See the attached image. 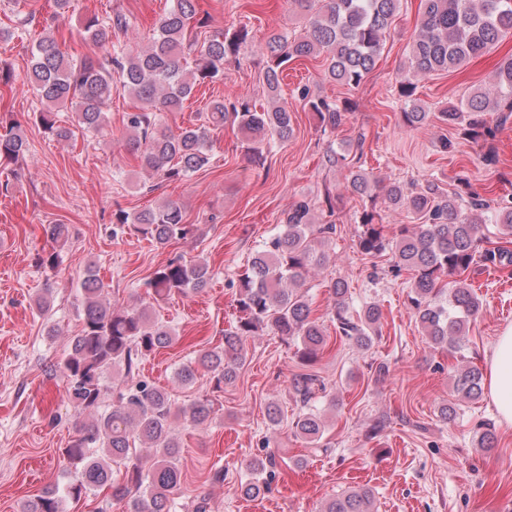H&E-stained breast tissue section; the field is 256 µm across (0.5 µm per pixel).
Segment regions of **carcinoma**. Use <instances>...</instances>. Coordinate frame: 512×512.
Returning a JSON list of instances; mask_svg holds the SVG:
<instances>
[{"mask_svg":"<svg viewBox=\"0 0 512 512\" xmlns=\"http://www.w3.org/2000/svg\"><path fill=\"white\" fill-rule=\"evenodd\" d=\"M289 2L304 16L306 25L300 33L273 32L267 37L259 64L265 107H257L250 98H223L210 103L205 125L176 134L162 123V113L183 110L195 86L224 78V63L241 64V50L249 40V29L242 25L198 41L188 35V22L194 19L204 28L209 15L198 16L196 0H173L172 7L157 20L152 39L135 50L108 48L109 33L95 16L87 19L85 32L99 46L97 52L73 59L61 51L54 38L40 39L27 73L40 100L37 121L60 141L100 129L106 123L117 80L124 91L143 103L127 115L126 126L132 131L130 144L140 166L151 176L177 182L204 168L209 163V124L218 127L230 121L237 125L260 157L271 143H286L294 133L291 111L281 96L288 64L323 55L330 79L349 89L360 88L375 68L401 0ZM507 34L512 35V0H420L418 25L398 90L404 123L419 129L434 118L447 127L464 122L465 135L486 143L484 160L496 162L491 143L494 132L485 124V114L491 110L512 112V56L498 63L489 86L475 88L460 104L436 114L416 97V81L460 69ZM300 96L324 128L340 126L342 113L352 110L346 101L312 95L305 88ZM66 103L72 115L69 124L63 125L56 108ZM366 140L361 129L348 151L331 148L325 155L327 167L347 171L348 193L371 201L360 216L359 251L376 257L389 250L395 273L411 272L409 298L426 335L432 344L459 353L464 362L454 375V396L459 401H475L482 396L483 374L465 361L461 352L469 323L482 304L464 274L479 253L502 266L512 264L508 250L482 249L484 224L497 225L501 238L512 239V200L492 205L462 187L447 194L434 181L418 187L391 182L384 186V208L404 209L417 223L398 225L390 239L373 194L378 182L365 168ZM26 151L21 127L0 123V160H15ZM343 205V196L327 190L321 202L323 222H314L315 204L306 198L283 213L279 232L253 254L238 276V315L224 330V345L183 366L176 373L179 384H192L200 369L212 374L217 389L235 382L244 365L245 342L265 329L296 344L304 366L319 359L329 347L330 336L313 317L308 296L299 285L310 268L326 263L322 246L336 234ZM115 224L121 232L161 247L191 238L198 231L197 225L185 222L181 207L172 200L132 214L120 210L115 213ZM47 234L51 249L38 255L36 264L55 272L62 264L61 252L69 242L70 228L51 224ZM210 279L207 262L179 256L155 269L145 287L157 300L200 291ZM81 288L82 327L58 363L66 398L82 416L65 448L75 465V476L62 492L57 487L44 488L25 502L23 512H64V497L79 500L105 487L112 489V497L129 499V512L183 509L185 505L177 501L182 484L177 432L186 420L205 424L215 412L214 402L206 397L180 408L168 391L137 378L143 360L173 342L172 331L152 320L145 306L118 308L107 302L104 284L90 269ZM330 290L340 339L360 350L368 349L381 318L380 309L369 305L354 316L347 302V282L338 278ZM115 369L123 370L133 381L119 389L112 405L104 410L103 399L109 389L106 376ZM291 390L302 408L292 422L293 433L319 442L325 422L314 406L317 392L323 390L317 375H295ZM495 441L492 424L480 423V448L489 451ZM273 467L271 456L253 460L252 477L241 487L243 495L253 498L267 491L263 474ZM373 509L372 491L358 487L327 502L322 512Z\"/></svg>","mask_w":512,"mask_h":512,"instance_id":"1","label":"carcinoma"}]
</instances>
